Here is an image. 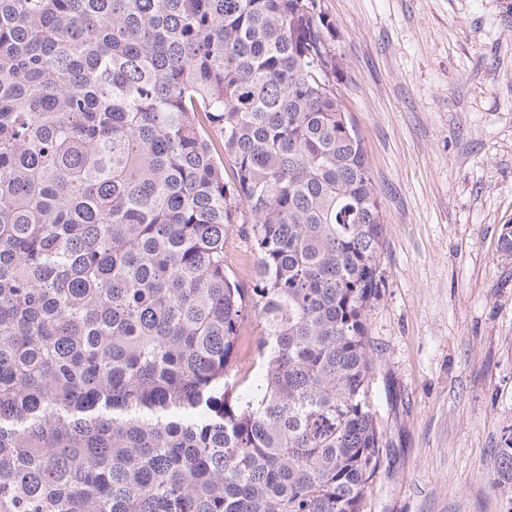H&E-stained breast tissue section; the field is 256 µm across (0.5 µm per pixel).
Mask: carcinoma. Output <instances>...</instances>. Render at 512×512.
<instances>
[{
	"mask_svg": "<svg viewBox=\"0 0 512 512\" xmlns=\"http://www.w3.org/2000/svg\"><path fill=\"white\" fill-rule=\"evenodd\" d=\"M334 38L320 0H0V512H362L384 224ZM225 257L228 269L232 270L238 283L244 288H251L256 258L249 241L237 235L231 236ZM238 346L237 366L240 370L237 379L248 374L252 365L253 358L257 352V341L259 337V327L253 318H247L240 331Z\"/></svg>",
	"mask_w": 512,
	"mask_h": 512,
	"instance_id": "carcinoma-1",
	"label": "carcinoma"
}]
</instances>
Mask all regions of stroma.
I'll list each match as a JSON object with an SVG mask.
<instances>
[{
    "instance_id": "1",
    "label": "stroma",
    "mask_w": 512,
    "mask_h": 512,
    "mask_svg": "<svg viewBox=\"0 0 512 512\" xmlns=\"http://www.w3.org/2000/svg\"><path fill=\"white\" fill-rule=\"evenodd\" d=\"M380 193L363 512H512V0H321ZM502 445L497 448L493 461L492 476L496 484L504 492L512 493V433L504 434Z\"/></svg>"
}]
</instances>
